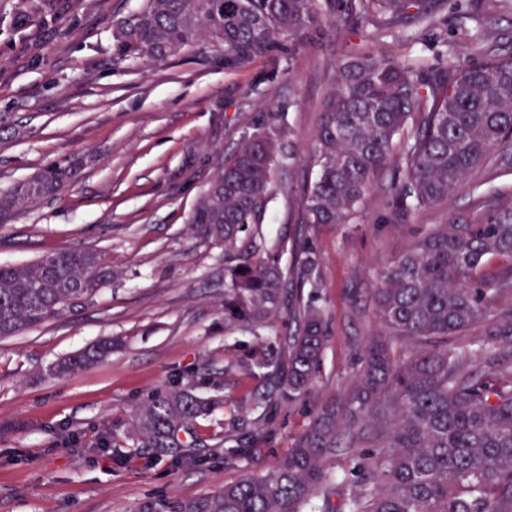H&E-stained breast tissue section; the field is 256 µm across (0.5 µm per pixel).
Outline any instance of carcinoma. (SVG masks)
Here are the masks:
<instances>
[{
  "label": "carcinoma",
  "mask_w": 512,
  "mask_h": 512,
  "mask_svg": "<svg viewBox=\"0 0 512 512\" xmlns=\"http://www.w3.org/2000/svg\"><path fill=\"white\" fill-rule=\"evenodd\" d=\"M448 0H345L344 10L378 34L402 23L433 24ZM332 0H145L116 28L119 52L162 59L203 31L224 45V65L242 67L283 38L295 41L319 25ZM446 66L427 76L410 59L386 57L368 45L342 62L324 100L316 130V180L303 189V224H347L382 171L399 162L405 178L391 185L402 211L448 200L483 166L512 171V56ZM402 143L395 156L396 143ZM283 127L270 121L218 163L190 223L224 245L230 292L224 314L260 327L284 312L287 336L265 340L253 356L265 384L241 408L224 443L286 400L311 391L327 338L324 311L301 286L312 281L315 252L295 241L296 277L286 276L268 248L264 223ZM66 167L55 164L0 197V214L60 189ZM511 264L488 275L484 259ZM112 271L85 249L54 252L23 266H0V337L15 336L87 305ZM373 294L383 332L365 346L356 375L324 400L288 455L268 472L247 475L203 496L167 503L147 499L137 512H331L325 467L340 450L356 455L365 431L376 449L359 455L346 512H512V344L448 347L471 329L490 299L512 295V207L487 204L456 224H430L411 247L378 273ZM112 348L105 341L59 366L85 368ZM210 403L186 386L151 393L137 408L133 429L142 447L169 454L180 436L199 441L194 422Z\"/></svg>",
  "instance_id": "cac0c4a2"
}]
</instances>
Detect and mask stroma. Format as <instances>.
I'll list each match as a JSON object with an SVG mask.
<instances>
[{"label":"stroma","instance_id":"obj_1","mask_svg":"<svg viewBox=\"0 0 512 512\" xmlns=\"http://www.w3.org/2000/svg\"><path fill=\"white\" fill-rule=\"evenodd\" d=\"M144 0H0V195L66 162L59 191L0 218V265H23L61 250L87 249L112 267L93 301L67 316L0 338V512H136L148 498L169 503L267 472L308 428L316 406L351 382L379 333L377 274L413 243L420 227L467 217L480 201L512 203V175L475 173L431 208L398 216L388 169L348 224L301 227V190L314 181L319 112L336 69L367 41L431 72L446 53L465 58L461 28L497 54L512 53L507 0H448L432 27L374 36L371 27L326 14L301 41L238 69L224 47L200 38L165 59L119 54L115 24ZM278 118L284 152L262 226L267 245L304 231L318 265L316 293L328 340L315 386L280 403L261 437L225 460L224 426L260 389L250 367L261 341L224 318V248L198 236L189 215L220 158ZM111 339L94 365L58 375L51 366ZM512 342V297L492 302L452 346ZM193 383L216 406L196 422L206 440L199 463L139 447L132 415L152 392Z\"/></svg>","mask_w":512,"mask_h":512}]
</instances>
